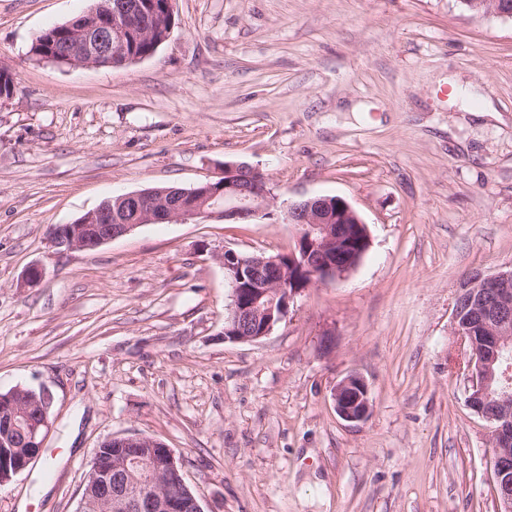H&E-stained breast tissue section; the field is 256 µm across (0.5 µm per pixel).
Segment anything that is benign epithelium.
I'll list each match as a JSON object with an SVG mask.
<instances>
[{"mask_svg":"<svg viewBox=\"0 0 512 512\" xmlns=\"http://www.w3.org/2000/svg\"><path fill=\"white\" fill-rule=\"evenodd\" d=\"M172 0L162 9L153 0H111L66 24L68 39L56 46L45 41L44 60L70 66L114 68L150 57L140 54L128 35L157 46L173 27ZM146 189L116 197L132 208L130 224L112 223L105 205L71 224L51 229L50 238L61 251L95 249L124 236L142 224L187 223L197 218L250 222L274 217L273 197L265 175L246 164H224V178L192 189ZM283 223L297 226L293 248L276 255L240 254L226 250L220 257L231 288V304L224 316V339L253 342L272 333L288 314L302 288L355 269L370 246L367 225L343 198L315 196L288 204ZM307 277L304 286L297 275ZM454 335L467 347L470 370L467 404L493 425L494 473L501 512H512V398L498 385L512 383V268L487 275L473 271L459 286L453 312ZM15 388L0 393V423L6 432L27 435L26 448L3 441L0 484L25 471L42 453L50 428L53 396L42 388L31 391L36 406L17 400ZM337 414L361 422L370 412L368 385L350 375L336 385ZM113 448H98L89 462L76 512H203L188 486L178 458L163 442L133 434L112 439Z\"/></svg>","mask_w":512,"mask_h":512,"instance_id":"obj_1","label":"benign epithelium"}]
</instances>
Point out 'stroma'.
Wrapping results in <instances>:
<instances>
[{"label":"stroma","instance_id":"stroma-1","mask_svg":"<svg viewBox=\"0 0 512 512\" xmlns=\"http://www.w3.org/2000/svg\"><path fill=\"white\" fill-rule=\"evenodd\" d=\"M96 4L0 0L18 82L0 101V392L54 396L0 512H75L96 449L131 434L173 449L204 512H499L452 311L472 270L512 268V18L460 0H175L145 60H36L42 31ZM441 74L495 116L449 106ZM228 162L263 172L275 205L339 196L369 230L361 263L299 292L265 338L225 340L219 257L287 252L293 225L51 243L113 196L190 189ZM352 374L371 394L359 423L334 408Z\"/></svg>","mask_w":512,"mask_h":512}]
</instances>
